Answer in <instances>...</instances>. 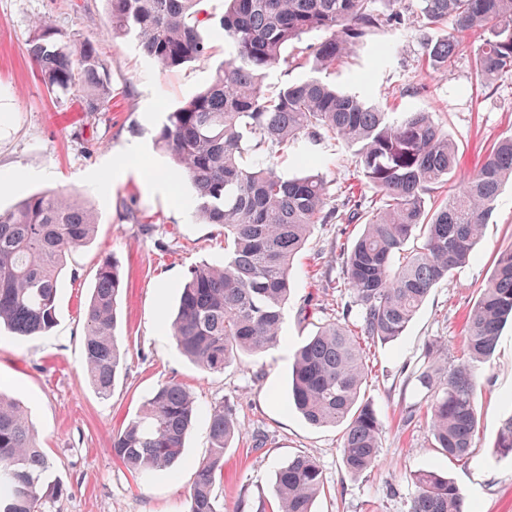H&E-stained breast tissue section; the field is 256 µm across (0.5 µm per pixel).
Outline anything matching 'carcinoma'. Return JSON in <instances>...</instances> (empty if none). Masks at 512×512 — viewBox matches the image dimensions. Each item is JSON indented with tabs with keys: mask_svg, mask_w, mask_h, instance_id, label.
<instances>
[{
	"mask_svg": "<svg viewBox=\"0 0 512 512\" xmlns=\"http://www.w3.org/2000/svg\"><path fill=\"white\" fill-rule=\"evenodd\" d=\"M106 33L134 35L163 71L207 56L224 40V60L211 84L168 113L156 135L180 173L194 186L191 201L206 224L224 227V265L193 266L181 287L168 328L178 350L205 372H222L238 353H258L284 341V309L293 262L314 224L327 223V181L319 174L281 176L264 154L305 137L326 135L354 148L355 167L373 189L370 199L351 191L343 220L362 232L343 249L345 284L351 289L338 318L323 323L293 353L288 403L313 425H343L342 463L352 475L380 461L382 426L359 401L367 366L360 337L384 344L399 339L431 290L474 256L483 225L504 182L512 180V135L499 139L481 166L457 179L452 193L431 200L450 181L457 153L429 112L391 120L380 104L342 94L317 78L287 84L276 93L266 72L286 61L288 46L319 31L306 47L313 72L342 62L370 34L400 20L376 0H225L219 20L206 0H108ZM424 29L451 24L446 34H423L427 64L449 70L479 32L474 80L485 89L512 75V0H418ZM43 84L53 93H85L87 110L109 103L112 87L92 43L71 48L49 27L35 23L29 47ZM93 211L70 191L31 195L0 210V329L18 339L55 325L60 275L69 254L94 236ZM416 246L408 249L409 241ZM123 288L119 262L98 269L84 308V360L88 382L108 397L123 366L117 344V299ZM512 319V251L500 254L493 275L466 319L462 357L437 371L421 366L415 379L430 397L432 447L463 459L473 447L481 386L474 362L492 353L501 325ZM207 422L210 454L202 460L186 497L185 512H222L214 496L224 472V450L239 427L228 404L200 405L181 384H159L139 413L112 437V456L140 473L172 472L187 432ZM512 455V414L496 445ZM49 461L19 401L0 394V512H41ZM410 512H465L464 494L433 470L411 475ZM324 488L322 471L297 455L274 471L275 503L256 512H313Z\"/></svg>",
	"mask_w": 512,
	"mask_h": 512,
	"instance_id": "obj_1",
	"label": "carcinoma"
}]
</instances>
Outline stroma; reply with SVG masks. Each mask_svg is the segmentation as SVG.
Segmentation results:
<instances>
[{"label":"stroma","mask_w":512,"mask_h":512,"mask_svg":"<svg viewBox=\"0 0 512 512\" xmlns=\"http://www.w3.org/2000/svg\"><path fill=\"white\" fill-rule=\"evenodd\" d=\"M107 0H0V208L59 186L75 191L93 210L94 238L70 256L59 290L57 323L42 336L0 334V391L21 399L50 462L42 512H185L196 465L209 452L207 424L188 433L177 478L158 472L138 477L113 458L112 434L135 417L162 382L175 380L200 404L233 405L241 429L224 451V476L214 493L224 512H252L272 496L278 466L299 454L313 457L324 480L315 512H409L413 472L439 468L466 496L468 512H512V457L498 454L504 419L512 415V324H506L489 359L477 363L482 387L473 447L461 460L431 446L429 398L411 377L428 340H441L439 364L459 355L465 318L494 270L512 250V183H505L483 228L475 255L452 282L439 285L398 340L365 342L368 377L364 400L382 423L380 465L359 477L341 459L339 425L314 426L288 405L294 349L319 323L336 318L350 291L342 287L340 244H352L360 225L335 220L313 225L294 260V278L282 334L286 343L240 355L224 371L202 372L182 356L165 323L180 287L199 262H224V230L188 210L192 184L177 174L155 135L184 101L213 80L223 41L208 57L159 72L132 38L104 30ZM401 24L377 30L354 55L322 72V81L386 107L392 119L427 111L456 143L460 174L474 171L484 152L512 134V77L483 94L472 91V59L460 55L451 72L428 67L417 0H403ZM71 47L93 43L112 83L100 111L81 94L56 97L41 82L29 53L34 22ZM284 177L321 173L326 203L336 208L347 192L368 197L350 147L340 140L297 142L270 155ZM116 257L125 288L117 336L125 364L110 397L99 396L84 373L83 307L98 265ZM313 312L302 320V309Z\"/></svg>","instance_id":"stroma-1"}]
</instances>
